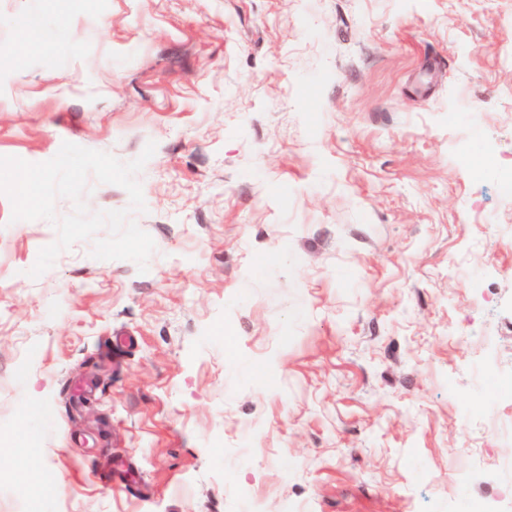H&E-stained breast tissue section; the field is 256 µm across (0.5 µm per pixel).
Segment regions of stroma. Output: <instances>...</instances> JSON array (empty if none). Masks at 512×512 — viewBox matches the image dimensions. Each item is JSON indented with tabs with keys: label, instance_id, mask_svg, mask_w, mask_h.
Wrapping results in <instances>:
<instances>
[{
	"label": "stroma",
	"instance_id": "1",
	"mask_svg": "<svg viewBox=\"0 0 512 512\" xmlns=\"http://www.w3.org/2000/svg\"><path fill=\"white\" fill-rule=\"evenodd\" d=\"M151 141L147 272L0 194V512H512V0H0V156Z\"/></svg>",
	"mask_w": 512,
	"mask_h": 512
}]
</instances>
